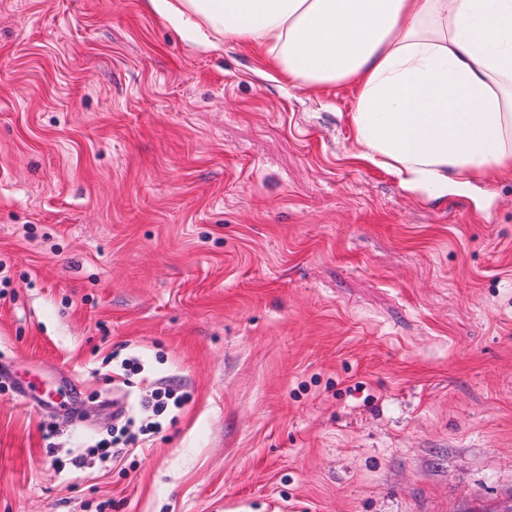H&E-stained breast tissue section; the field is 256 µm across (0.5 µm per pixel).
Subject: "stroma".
<instances>
[{
	"label": "stroma",
	"mask_w": 512,
	"mask_h": 512,
	"mask_svg": "<svg viewBox=\"0 0 512 512\" xmlns=\"http://www.w3.org/2000/svg\"><path fill=\"white\" fill-rule=\"evenodd\" d=\"M216 38L0 0V512H507L512 172L422 200ZM181 403V396L170 385L157 387L149 398L141 401L140 406L145 411L151 413V416L160 417L166 414L171 406H177Z\"/></svg>",
	"instance_id": "obj_1"
}]
</instances>
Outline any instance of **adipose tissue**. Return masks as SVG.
<instances>
[{
    "label": "adipose tissue",
    "instance_id": "obj_1",
    "mask_svg": "<svg viewBox=\"0 0 512 512\" xmlns=\"http://www.w3.org/2000/svg\"><path fill=\"white\" fill-rule=\"evenodd\" d=\"M185 29L259 49L272 70L356 88L362 159L430 200L453 176L512 171V0H144Z\"/></svg>",
    "mask_w": 512,
    "mask_h": 512
}]
</instances>
